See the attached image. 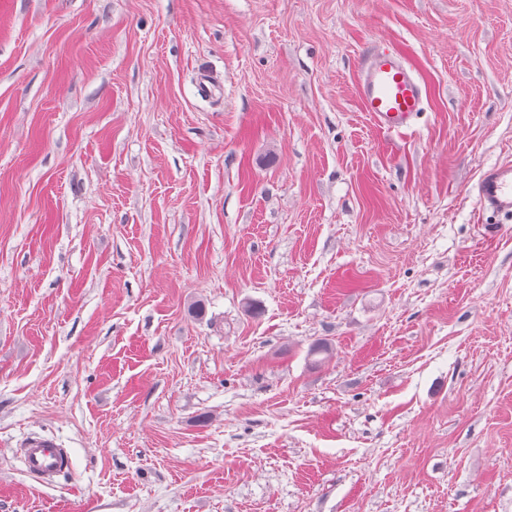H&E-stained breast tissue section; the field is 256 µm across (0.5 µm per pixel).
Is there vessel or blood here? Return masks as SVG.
<instances>
[{
  "mask_svg": "<svg viewBox=\"0 0 512 512\" xmlns=\"http://www.w3.org/2000/svg\"><path fill=\"white\" fill-rule=\"evenodd\" d=\"M357 93L374 123L388 133L411 129L424 109L422 82L404 57L390 49H367ZM475 192L482 210L512 217V161L483 169ZM20 455L26 471L42 482L51 481L69 466L67 449L47 437L27 438Z\"/></svg>",
  "mask_w": 512,
  "mask_h": 512,
  "instance_id": "1",
  "label": "vessel or blood"
}]
</instances>
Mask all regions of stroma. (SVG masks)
Segmentation results:
<instances>
[{
  "mask_svg": "<svg viewBox=\"0 0 512 512\" xmlns=\"http://www.w3.org/2000/svg\"><path fill=\"white\" fill-rule=\"evenodd\" d=\"M506 160L512 0H0V512H512ZM357 93L374 123L388 133L411 129L426 97L422 82L404 57L382 48L367 49ZM475 192L482 210L512 217V161L498 162L483 169ZM22 446L20 455L26 471L41 482L51 481L69 466L67 448L54 439L32 436Z\"/></svg>",
  "mask_w": 512,
  "mask_h": 512,
  "instance_id": "1",
  "label": "stroma"
}]
</instances>
